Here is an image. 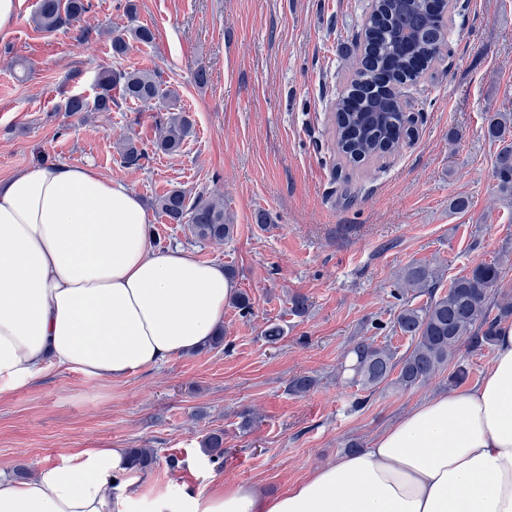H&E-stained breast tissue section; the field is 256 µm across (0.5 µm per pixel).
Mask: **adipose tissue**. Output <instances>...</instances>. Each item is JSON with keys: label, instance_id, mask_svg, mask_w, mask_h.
Masks as SVG:
<instances>
[{"label": "adipose tissue", "instance_id": "adipose-tissue-1", "mask_svg": "<svg viewBox=\"0 0 512 512\" xmlns=\"http://www.w3.org/2000/svg\"><path fill=\"white\" fill-rule=\"evenodd\" d=\"M233 292L222 265L155 248L140 198L93 165L0 182V392L52 367L123 379L198 349ZM0 512H512V326L476 385L283 493L150 487L128 449L79 448L27 479L0 469Z\"/></svg>", "mask_w": 512, "mask_h": 512}]
</instances>
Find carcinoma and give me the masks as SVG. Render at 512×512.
<instances>
[{"label": "carcinoma", "mask_w": 512, "mask_h": 512, "mask_svg": "<svg viewBox=\"0 0 512 512\" xmlns=\"http://www.w3.org/2000/svg\"><path fill=\"white\" fill-rule=\"evenodd\" d=\"M89 9V0H38L34 22L39 29L54 32L80 24ZM448 20V0H404L402 4L371 0L361 28V53L346 90L347 98L356 106L334 115L336 145L348 163L360 164L395 152L412 138L413 126L398 94L378 83L379 74L390 73L399 86L423 77L448 48ZM131 39L150 44L155 33L144 25L114 32L113 55H124ZM97 88L94 100L72 95L61 110L73 117L110 112L114 106L131 103L166 113L160 121L159 136L151 144L134 137L119 141L120 161L126 167L140 166L150 150L176 155L194 135V122L180 107L177 92L155 71L103 67L98 72ZM487 135L499 143L494 161L498 188L512 199V120L499 113L490 116ZM157 207L169 223L188 225L201 241L222 242L236 231L219 197L199 194L192 199L185 190L173 188L158 197ZM442 279L441 268L430 263L413 262L401 271L394 295L427 296L422 305H404L393 320L394 330L409 337L413 347L400 356L369 337H354L345 352L352 385L368 391L394 375L395 384L410 389L432 379L462 351L495 344L502 323L512 317V300L499 291L503 263H479L454 278L443 292L439 291ZM315 385L314 378L300 375L289 381L288 391L305 395ZM202 447L210 457L223 458L224 434H209ZM156 458L153 448L131 449L132 464L142 471L151 468Z\"/></svg>", "instance_id": "1"}]
</instances>
